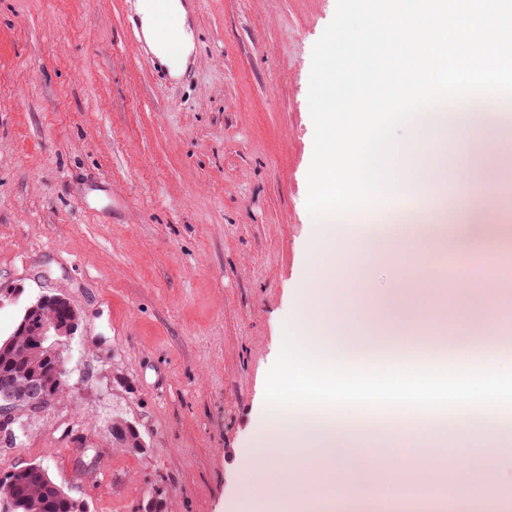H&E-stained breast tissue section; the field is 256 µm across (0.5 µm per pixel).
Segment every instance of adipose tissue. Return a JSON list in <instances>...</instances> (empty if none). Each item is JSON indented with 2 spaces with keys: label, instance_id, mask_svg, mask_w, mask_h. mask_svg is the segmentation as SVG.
I'll return each mask as SVG.
<instances>
[{
  "label": "adipose tissue",
  "instance_id": "obj_1",
  "mask_svg": "<svg viewBox=\"0 0 512 512\" xmlns=\"http://www.w3.org/2000/svg\"><path fill=\"white\" fill-rule=\"evenodd\" d=\"M495 99L473 94L464 103H435L433 109L416 115L399 141L400 154L430 142L447 145L456 140L472 145L478 138H495L501 131L492 117ZM482 172L470 156L425 167L407 168L397 188L402 196H419L422 188L436 189L433 212L453 213L452 234L439 225L419 220L415 230L401 224L386 225L373 232L366 224H340L322 220L316 240L317 274L308 283V299L291 322L282 353L284 370L270 388L265 409L267 420L287 424L289 410L299 412L302 422L288 433L292 448L307 444L322 449L331 462L328 495L305 500L303 512H335L338 487L366 492L359 477L360 466L380 471L392 492L399 493L417 482L418 473L409 457L399 453L368 456L365 437L338 428L339 421L381 416L388 422L385 440L426 450L448 445L449 426H468L481 436L486 447L500 458L498 467L477 470L464 462L430 479L434 496L452 503L470 495H499L512 488V447L504 437L512 429L499 426L504 409L512 404V349L483 342L487 323L512 325V309L492 311L482 289H450L446 299L430 294L426 282L410 281L414 267L426 265L449 249L482 253L480 227L475 219L485 208L471 187ZM355 255L358 271L349 280L351 291L378 281V270L388 264L407 279V303L397 313L392 340L399 346L452 341L449 356L428 364L398 357L382 365L378 337L352 324L346 311L324 305L323 286L335 281L336 268L348 255ZM253 491L266 500L282 503L288 490L315 483L314 472L296 462L275 468H249Z\"/></svg>",
  "mask_w": 512,
  "mask_h": 512
}]
</instances>
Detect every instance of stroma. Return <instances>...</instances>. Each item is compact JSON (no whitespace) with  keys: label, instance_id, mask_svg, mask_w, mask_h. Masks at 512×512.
<instances>
[{"label":"stroma","instance_id":"stroma-1","mask_svg":"<svg viewBox=\"0 0 512 512\" xmlns=\"http://www.w3.org/2000/svg\"><path fill=\"white\" fill-rule=\"evenodd\" d=\"M337 0H201L191 83L161 84L127 0H0V336L78 311L67 393L0 442L90 512H236L315 273L311 53ZM145 447H119L112 423Z\"/></svg>","mask_w":512,"mask_h":512}]
</instances>
